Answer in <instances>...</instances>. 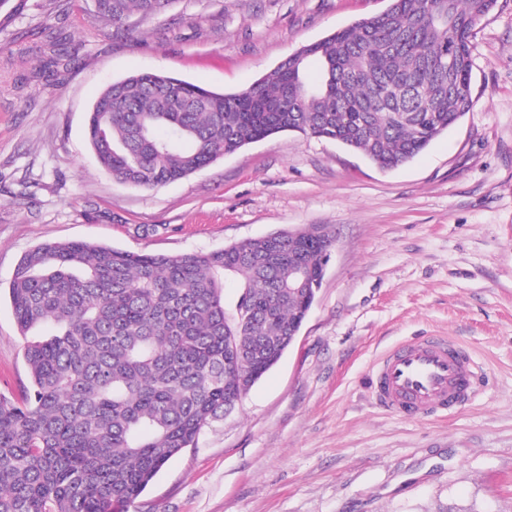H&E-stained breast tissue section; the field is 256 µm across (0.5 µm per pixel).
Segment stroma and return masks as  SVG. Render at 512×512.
<instances>
[{"label":"stroma","mask_w":512,"mask_h":512,"mask_svg":"<svg viewBox=\"0 0 512 512\" xmlns=\"http://www.w3.org/2000/svg\"><path fill=\"white\" fill-rule=\"evenodd\" d=\"M388 0H176L106 24L89 0L0 11V285L46 241L213 251L311 224L336 242L299 335L199 447L130 512H512V0L472 31L474 105L384 172L336 142L284 132L155 190L114 181L85 135L99 93L163 70L236 92ZM68 66L44 69L49 30ZM157 225L153 235L137 225ZM446 336L482 386L462 409L408 419L369 377L393 346ZM27 382L0 296V393Z\"/></svg>","instance_id":"35a3bbf8"}]
</instances>
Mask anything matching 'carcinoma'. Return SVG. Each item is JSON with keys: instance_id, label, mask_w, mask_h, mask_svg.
I'll use <instances>...</instances> for the list:
<instances>
[{"instance_id": "cac0c4a2", "label": "carcinoma", "mask_w": 512, "mask_h": 512, "mask_svg": "<svg viewBox=\"0 0 512 512\" xmlns=\"http://www.w3.org/2000/svg\"><path fill=\"white\" fill-rule=\"evenodd\" d=\"M176 0H111L120 24ZM498 0H389L289 55L254 89L218 93L163 72L103 90L88 143L118 181L156 189L281 132L335 141L382 170L422 152L471 110L470 35ZM49 66L64 61L56 35ZM335 237L281 230L218 251L135 253L45 242L18 262L9 297L28 340V384L0 394V512H129L162 467L288 349ZM308 284L288 287L290 268ZM237 278L241 315L224 300Z\"/></svg>"}]
</instances>
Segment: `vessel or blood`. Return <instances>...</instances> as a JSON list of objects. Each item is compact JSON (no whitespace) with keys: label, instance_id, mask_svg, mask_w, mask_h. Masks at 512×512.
I'll use <instances>...</instances> for the list:
<instances>
[{"label":"vessel or blood","instance_id":"1","mask_svg":"<svg viewBox=\"0 0 512 512\" xmlns=\"http://www.w3.org/2000/svg\"><path fill=\"white\" fill-rule=\"evenodd\" d=\"M480 386L470 355L441 336L391 351L379 363L371 384L383 408L408 418L460 409Z\"/></svg>","mask_w":512,"mask_h":512}]
</instances>
